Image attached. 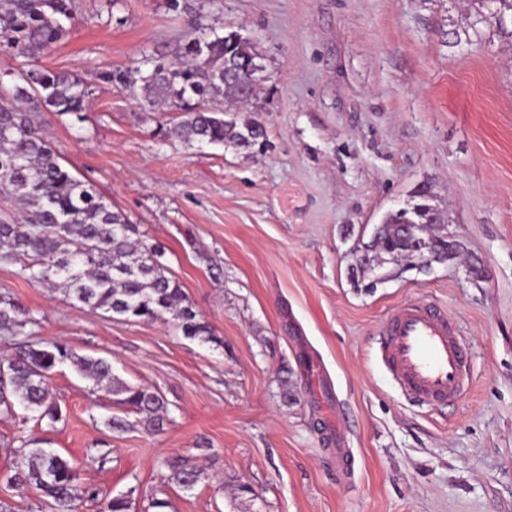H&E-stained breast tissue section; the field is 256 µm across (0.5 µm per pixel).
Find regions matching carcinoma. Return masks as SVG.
Returning a JSON list of instances; mask_svg holds the SVG:
<instances>
[{
  "mask_svg": "<svg viewBox=\"0 0 512 512\" xmlns=\"http://www.w3.org/2000/svg\"><path fill=\"white\" fill-rule=\"evenodd\" d=\"M74 0H0V54L27 60L28 69L9 86L0 85V196L13 212L0 213V263L18 265L24 282L58 291L80 308L100 311L111 319L165 320L182 335L202 343H218L181 285L168 275L159 246L149 243L138 226L97 189L77 178L62 163L58 150L42 131L43 113L82 118L88 92L81 80L50 70L41 61L66 36L63 20L71 18ZM256 63L250 44L236 34L188 36L177 57L155 61L136 77L144 107L154 112L166 105L182 112L175 130L187 143L245 148L261 146L266 130L252 116L224 119L220 105L231 96L250 100L237 79L240 66ZM422 202L385 216L386 224H422L431 213L429 194ZM376 250L412 254L409 242L381 236ZM39 324L33 312L9 292H0V337L12 353L0 358V413L12 417L16 408L37 413L50 428L64 421L58 398L49 388L50 375L67 362L92 383V390L117 397V402L143 416L147 429L160 431L168 403L157 391L130 385L104 357L80 356L66 344L34 338ZM47 441L16 436L6 442L18 457L7 477L16 487H34L52 500L53 512H78L77 501L98 498L97 490L79 489V473ZM167 480L194 488L204 469L176 456L162 461ZM100 512H132L126 494L102 501Z\"/></svg>",
  "mask_w": 512,
  "mask_h": 512,
  "instance_id": "obj_1",
  "label": "carcinoma"
}]
</instances>
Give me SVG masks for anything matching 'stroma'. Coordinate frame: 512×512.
<instances>
[{"mask_svg":"<svg viewBox=\"0 0 512 512\" xmlns=\"http://www.w3.org/2000/svg\"><path fill=\"white\" fill-rule=\"evenodd\" d=\"M494 0H75L45 67L79 76L82 117L45 113L64 165L159 245L163 263L217 343L173 322L110 319L73 307L0 263V291L39 320L40 338L111 361L122 380L160 392L170 423L95 392L72 365L50 386L66 414L50 431L32 414L0 416V437L47 439L80 482L134 512H512V10ZM197 22L235 31L263 66L264 153L190 145L177 113L147 112L117 81L171 60ZM427 190L435 234L457 254L418 268L401 258L357 271L354 246L382 216ZM424 296L458 323L473 384L455 406L404 397L377 340L392 310ZM326 368L346 416L354 465L340 472L315 430L324 420L299 362ZM124 417L125 431L104 426ZM202 466L193 489L162 462ZM0 501L30 512L40 492L4 475Z\"/></svg>","mask_w":512,"mask_h":512,"instance_id":"obj_1","label":"stroma"}]
</instances>
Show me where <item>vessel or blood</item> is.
Listing matches in <instances>:
<instances>
[{"label": "vessel or blood", "mask_w": 512, "mask_h": 512, "mask_svg": "<svg viewBox=\"0 0 512 512\" xmlns=\"http://www.w3.org/2000/svg\"><path fill=\"white\" fill-rule=\"evenodd\" d=\"M380 341L391 377L403 392L448 404L465 395L467 346L458 325L435 303L414 300L395 308Z\"/></svg>", "instance_id": "1"}]
</instances>
